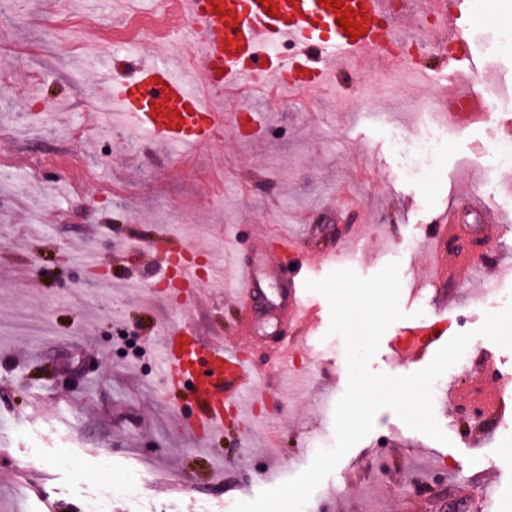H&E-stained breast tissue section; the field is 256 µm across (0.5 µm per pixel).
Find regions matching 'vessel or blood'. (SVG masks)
Returning <instances> with one entry per match:
<instances>
[{"instance_id":"vessel-or-blood-1","label":"vessel or blood","mask_w":512,"mask_h":512,"mask_svg":"<svg viewBox=\"0 0 512 512\" xmlns=\"http://www.w3.org/2000/svg\"><path fill=\"white\" fill-rule=\"evenodd\" d=\"M268 14L260 0H172L185 24L184 39L200 57V77L209 90L227 92L245 84L273 83L291 90L319 88L331 83L341 66L372 52L396 29L392 0H345L363 36L351 37L340 27V10L326 0H273ZM431 7L443 23L458 27L466 0H432ZM102 97L119 110L124 127L148 133L154 141L176 143L192 149L210 143L224 131V114L213 103L190 91L170 61L142 64L131 77L116 80L99 71ZM459 235L457 224L439 219L426 244L441 253ZM468 272L482 274L499 267L494 246L483 252L459 255ZM239 305L246 314L257 309L286 315L297 333L310 335L317 327L316 308L303 294L300 278L265 292L254 267L244 269ZM443 321L412 323L403 327L393 344L402 359L424 360L442 343ZM168 359L167 383L186 389L193 416L182 423L196 437L213 439L224 432V410L238 407L252 372L247 357L224 349L223 339H208L183 324L171 326L161 342ZM482 407L466 434L477 438L487 422L501 420L502 394L481 395Z\"/></svg>"}]
</instances>
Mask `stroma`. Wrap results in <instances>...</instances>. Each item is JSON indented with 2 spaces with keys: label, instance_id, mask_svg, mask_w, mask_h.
<instances>
[{
  "label": "stroma",
  "instance_id": "35a3bbf8",
  "mask_svg": "<svg viewBox=\"0 0 512 512\" xmlns=\"http://www.w3.org/2000/svg\"><path fill=\"white\" fill-rule=\"evenodd\" d=\"M121 2L25 0L0 14V512H47L51 504L85 512L67 486L96 481L101 455L112 461L113 482L132 467L145 473L141 499L113 497L110 512H199L203 502L233 512L225 486L248 483L258 493L304 471L317 440L335 434L348 367L321 294L311 295L318 327L303 340L287 319L271 334L246 326L236 309L237 263H255L259 239L279 234L296 244L268 287L289 280L313 250L342 242L349 256L312 280L334 268L369 278L396 261L404 315L428 323L441 300L453 302L448 336L474 337L451 382L502 388L506 404L500 424L472 444L460 437L469 415H449L447 392L433 397L443 443L378 411L373 430L316 488L309 512H444L449 501L454 512H478L486 495L493 512H512V349L477 333L502 306L464 268L434 269L425 246L448 208L469 224L468 201L481 198L504 223L497 285L512 291V199L484 186L492 178L512 188V169L490 173L482 151L512 141V99L494 94L512 88V58L494 59L490 48L493 31L512 28V0H468L465 34L486 70L476 88L492 121L441 126L430 177L411 170L413 135L433 92L462 89L456 72L468 66L444 63L431 42L389 63L365 57L347 67L343 85L280 97L274 111L257 88L243 112L213 96L224 133L190 153L145 133L98 138L88 118L117 119L98 105L99 58L117 79L147 59L171 60L187 78L197 58L181 39L141 34L156 22L154 0H141L137 17L124 15ZM183 243L199 278L197 303L181 309L164 279ZM178 322L251 359L246 396L263 421L259 432L230 418L208 452L181 433L193 409L171 396L159 346ZM283 345V362L270 367ZM18 424L42 434L44 451L74 449L84 466L56 474L14 437Z\"/></svg>",
  "mask_w": 512,
  "mask_h": 512
}]
</instances>
